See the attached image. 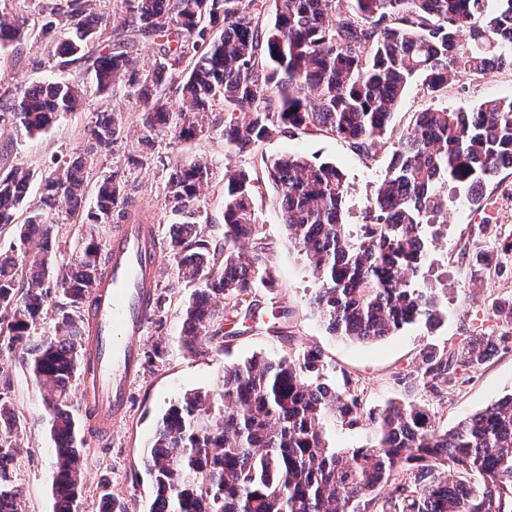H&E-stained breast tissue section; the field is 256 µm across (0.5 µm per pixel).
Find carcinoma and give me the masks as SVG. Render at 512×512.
Returning <instances> with one entry per match:
<instances>
[{"label":"carcinoma","instance_id":"obj_1","mask_svg":"<svg viewBox=\"0 0 512 512\" xmlns=\"http://www.w3.org/2000/svg\"><path fill=\"white\" fill-rule=\"evenodd\" d=\"M108 15L95 0H54L37 12L34 0H15L0 14V50L22 44L31 25L64 34L50 53L81 69L15 92L0 89V122L36 137L83 105L88 92L135 97L150 134L189 139L203 131L208 111L224 112V141L255 153L276 134H332L358 156L391 160L366 199L361 222L344 219L350 186L330 162L298 155L262 158L278 191L281 223L318 281L314 314L336 336L371 343L422 321L442 318L435 299L441 277L426 267L423 226L447 207L448 185L466 186L471 205L479 189L512 159V96L475 110L429 106L395 136L393 112L419 79L440 97L460 75L512 71V0H120ZM223 25L217 37L211 30ZM143 40L156 48L152 66L136 68ZM181 77L180 101L166 86ZM124 115L95 113L86 146L42 180L39 204L16 227L11 250L0 252V336L39 388L54 442L52 484L56 512H78L83 492V440L71 388L81 370L88 323L81 313L108 264L105 244L88 230L76 253L59 251L50 212L65 210L76 224H142L144 214L114 172L96 182L95 207L81 200L94 159L124 138ZM210 168L197 160L175 166L165 203L178 217L166 249L177 281L192 288L182 303L181 340L193 354L223 326L255 318L259 289L275 287L270 247L255 213L256 178L244 169L224 176V250L203 233L199 194ZM31 172L0 169V227L27 202ZM38 240V251L28 246ZM251 249V261L242 247ZM57 301L54 336L38 330ZM512 334L475 336L458 350H425L395 382L422 388L442 401L461 375L482 366ZM316 348L276 360L254 355L224 366L218 394L190 390L171 405L154 433L146 466L155 500L151 512H512V393L441 430L417 403L364 409L358 386L326 382ZM365 421L373 440L340 453L326 428ZM24 422L0 384V507L23 512L22 491L11 483ZM99 512H116L108 483Z\"/></svg>","mask_w":512,"mask_h":512}]
</instances>
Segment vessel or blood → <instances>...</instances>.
I'll use <instances>...</instances> for the list:
<instances>
[{
    "label": "vessel or blood",
    "mask_w": 512,
    "mask_h": 512,
    "mask_svg": "<svg viewBox=\"0 0 512 512\" xmlns=\"http://www.w3.org/2000/svg\"><path fill=\"white\" fill-rule=\"evenodd\" d=\"M109 254L108 270L94 292L82 373L85 404L97 410L99 430L106 434L126 413L142 363L139 340L155 315L162 264L156 225H119Z\"/></svg>",
    "instance_id": "1"
}]
</instances>
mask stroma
<instances>
[{"mask_svg": "<svg viewBox=\"0 0 512 512\" xmlns=\"http://www.w3.org/2000/svg\"><path fill=\"white\" fill-rule=\"evenodd\" d=\"M76 67L61 68L49 53V45L31 35L19 48L0 52V85L25 88L49 79L73 77ZM512 95V71H492L479 78L467 76L449 84L442 104L449 108H471L482 100ZM107 108L121 110L127 138L112 154L100 156L96 176L119 172L132 197L149 210L161 239H168L173 216L165 204V185L177 164L201 160L211 171L210 181L200 191V208L207 218V235L213 247L224 243V175L230 169H246L260 176L262 156L299 154L314 162H333L340 166L351 187L347 219L357 223L374 183L390 160L382 152L370 162L355 155L348 144L324 133L307 135L278 134L263 147L262 156L238 153L224 141L221 125H213L190 140L172 139L169 133H153L147 150H140L144 134L141 104L125 95L88 96L81 110L63 114L48 132L26 138L10 125L0 123V147L8 156L0 159V168L20 164L35 178L29 190L30 202L39 198V179L55 163L69 159L85 146V132L96 112ZM484 207L470 206L465 188L448 194V210L437 226V238L428 256L435 273L447 276L444 290L438 291V304L445 315L434 330L423 325L405 327L396 335L373 343L351 342L331 335L309 306L316 281L307 262L288 241L281 222L279 203L268 182L262 181L255 196L262 233L272 247L271 260L276 268L278 286L271 301L263 304L255 320L237 326L233 337L223 345H207L196 353L184 352L180 334L179 308L186 293L178 284L170 259H163L158 290L166 294L164 307L157 313L139 340L143 354L151 355L162 346V357L142 363L134 379L131 407L124 421L113 426L108 439L85 433L83 453L87 459L81 512H96L97 489L101 479H109L118 499L120 512H150L154 501L153 483L143 466L142 456L166 409L186 391L220 389L224 367L254 355L280 357L297 354L307 348L323 353L328 374L336 385L345 380L356 382L363 392L366 409L374 410L388 402L415 401L428 405L435 413L438 427L450 428L466 416L490 407L500 397L512 393V348L502 350L485 362L470 380L449 390L438 401L420 391L407 392L395 385L397 373L409 372L425 348L437 350L461 345L475 327L495 330L497 319L491 307L495 299L512 297V254L499 251L497 244L512 233V169L501 170L488 182ZM479 245L491 250L505 274H497L469 263L466 247ZM285 313L290 341H277L267 332L273 314ZM9 379L16 412L26 422L13 478L22 490L26 512H53L51 481L54 471L53 443L42 423L43 406L37 386L22 367L7 337H0V378Z\"/></svg>", "mask_w": 512, "mask_h": 512, "instance_id": "1", "label": "stroma"}]
</instances>
